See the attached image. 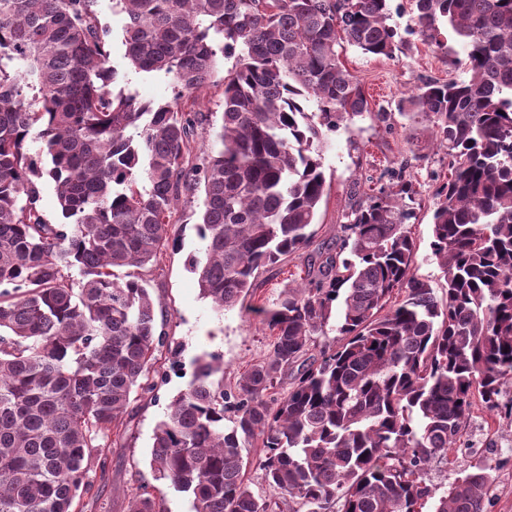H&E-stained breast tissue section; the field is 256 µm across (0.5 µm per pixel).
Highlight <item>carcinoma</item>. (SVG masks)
<instances>
[{
    "label": "carcinoma",
    "instance_id": "cac0c4a2",
    "mask_svg": "<svg viewBox=\"0 0 512 512\" xmlns=\"http://www.w3.org/2000/svg\"><path fill=\"white\" fill-rule=\"evenodd\" d=\"M95 2L0 0V512H86L90 473L106 476L102 440L153 387L155 305L139 276L114 270L156 261L174 202L201 184L205 260L191 268L216 311L234 309L261 269L311 241L323 130L369 112L340 50L397 46L390 0H116L126 59L177 88L143 101L112 90ZM411 2V33L443 50L450 31L465 53L466 77L398 103L448 155L430 243L444 293L412 271V181L388 170L372 194L353 183L336 254L254 308L269 356L227 390L220 358L198 356L153 431L151 466L191 512H422L430 500L487 512L493 470L441 493L425 471L477 406L512 422V0ZM222 57L234 62L221 125L193 164L202 118L185 103ZM45 175L60 223L40 209ZM336 302L337 344L311 357ZM253 440L265 498L244 479ZM129 512L165 510L143 489Z\"/></svg>",
    "mask_w": 512,
    "mask_h": 512
}]
</instances>
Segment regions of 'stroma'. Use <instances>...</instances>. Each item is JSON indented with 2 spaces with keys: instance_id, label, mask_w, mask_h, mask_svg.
<instances>
[{
  "instance_id": "35a3bbf8",
  "label": "stroma",
  "mask_w": 512,
  "mask_h": 512,
  "mask_svg": "<svg viewBox=\"0 0 512 512\" xmlns=\"http://www.w3.org/2000/svg\"><path fill=\"white\" fill-rule=\"evenodd\" d=\"M95 9L113 36L111 59L122 74L120 85L144 100L166 101L173 97L170 78L148 76L132 70L125 57L122 27L125 18L113 0H96ZM393 25L401 39L393 57H374L350 48L342 60L361 83L369 101L370 115L355 119L324 136L323 168L326 187L313 227L311 243L302 256L261 270L258 287L236 308L220 313L199 290L190 258H203L205 244L197 234L204 192L187 191L170 215L171 240L158 263L141 268L140 274L163 323L165 339L156 352L151 378L153 390L133 393L122 416V430L113 437L103 457L107 486L100 497L101 512H129L136 488L144 486L166 512H191L187 494L168 481L156 479L150 465L152 434L167 408L192 378V360L201 353L219 354L224 362V383L232 385L240 374L263 361L273 338L255 309L275 302L289 286V274L307 258L336 251V239L349 207L354 181L378 177L382 167H405L412 179L415 216L411 235L416 245L413 271L428 280L435 294H442L445 280L431 254V224L435 206V176H447V158L430 123L400 114L396 103L404 93L424 82L462 77L456 61L464 52L456 37L441 50L408 33L410 0H391ZM492 462L495 484L488 512H512V424L492 421L475 411L458 448L448 461L431 462L426 481L440 490L449 489L459 472Z\"/></svg>"
}]
</instances>
